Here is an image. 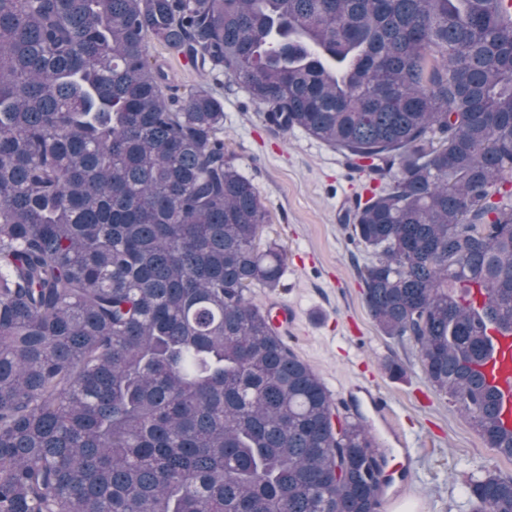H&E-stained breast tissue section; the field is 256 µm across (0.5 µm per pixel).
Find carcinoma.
<instances>
[{"mask_svg": "<svg viewBox=\"0 0 512 512\" xmlns=\"http://www.w3.org/2000/svg\"><path fill=\"white\" fill-rule=\"evenodd\" d=\"M153 38L381 183L364 299L512 459V0H0V512H377L382 454L246 296L286 251ZM471 512H512L479 468ZM496 352L484 367L487 380L498 388L501 394V419L512 428V337L494 336Z\"/></svg>", "mask_w": 512, "mask_h": 512, "instance_id": "cac0c4a2", "label": "carcinoma"}]
</instances>
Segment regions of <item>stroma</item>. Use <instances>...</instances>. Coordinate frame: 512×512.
Masks as SVG:
<instances>
[{
    "label": "stroma",
    "mask_w": 512,
    "mask_h": 512,
    "mask_svg": "<svg viewBox=\"0 0 512 512\" xmlns=\"http://www.w3.org/2000/svg\"><path fill=\"white\" fill-rule=\"evenodd\" d=\"M150 55L166 75L167 97L203 87L223 98L226 153L268 214L261 241L286 251L280 288L253 287L250 301L262 309L282 301L298 309L287 342L331 395L361 381L391 398L393 426L412 444L410 455L394 454L390 464L407 466L412 482L399 497H381L379 512H465L462 486L476 466L512 476V460L488 448L427 382L416 347L383 335L368 311L359 271L370 256L345 217L371 188L369 173L303 130L283 134L266 126L260 107L233 79L200 73L156 42ZM391 360L402 365V376L389 375Z\"/></svg>",
    "instance_id": "obj_1"
}]
</instances>
